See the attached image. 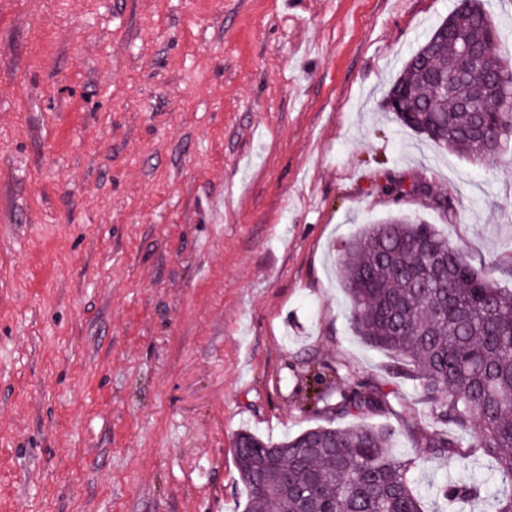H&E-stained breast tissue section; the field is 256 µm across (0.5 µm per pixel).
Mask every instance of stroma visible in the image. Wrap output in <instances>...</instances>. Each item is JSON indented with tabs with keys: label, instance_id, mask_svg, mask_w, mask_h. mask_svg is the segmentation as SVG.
<instances>
[{
	"label": "stroma",
	"instance_id": "obj_1",
	"mask_svg": "<svg viewBox=\"0 0 512 512\" xmlns=\"http://www.w3.org/2000/svg\"><path fill=\"white\" fill-rule=\"evenodd\" d=\"M455 0H0V512H242L241 430L403 398L419 490L489 474L350 324L346 243L401 212L512 289V145L485 163L384 97ZM423 181L455 217L387 180ZM313 403L320 412L336 417L365 411L383 413L393 417L397 423L403 418V404L395 392H384L364 383L340 388L336 392L323 389L315 393ZM458 447V441L454 436L448 434V431L434 433L425 440V447L432 453L447 454L448 459L452 461L456 454L455 448Z\"/></svg>",
	"mask_w": 512,
	"mask_h": 512
}]
</instances>
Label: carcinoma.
Instances as JSON below:
<instances>
[{
  "mask_svg": "<svg viewBox=\"0 0 512 512\" xmlns=\"http://www.w3.org/2000/svg\"><path fill=\"white\" fill-rule=\"evenodd\" d=\"M491 39L488 65L512 77L497 57L499 33L481 0H456L453 10L404 62L386 99L404 126L439 148L482 162L512 138V116L492 111L493 91L480 74L459 76V40ZM357 336L410 363L431 415L473 432L494 475L436 487L441 512L473 497L488 512H512V290L497 286L465 252L431 224L390 217L369 224L339 259ZM320 412L383 413L403 418L401 398L364 383L315 393ZM395 429L361 424L309 428L274 442L244 430L233 456L246 489L243 512H424L413 471L417 462L393 451ZM425 447L453 459L448 432Z\"/></svg>",
  "mask_w": 512,
  "mask_h": 512,
  "instance_id": "carcinoma-1",
  "label": "carcinoma"
}]
</instances>
